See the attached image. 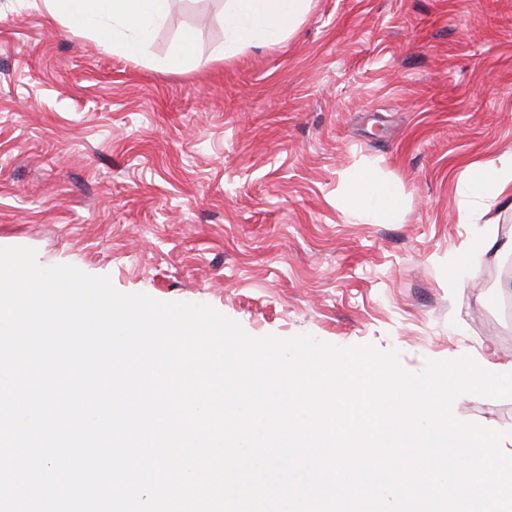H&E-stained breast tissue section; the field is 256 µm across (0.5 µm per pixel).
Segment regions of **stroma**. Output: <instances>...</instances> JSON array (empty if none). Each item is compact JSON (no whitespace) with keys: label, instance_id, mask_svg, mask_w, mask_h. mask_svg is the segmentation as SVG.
<instances>
[{"label":"stroma","instance_id":"obj_1","mask_svg":"<svg viewBox=\"0 0 512 512\" xmlns=\"http://www.w3.org/2000/svg\"><path fill=\"white\" fill-rule=\"evenodd\" d=\"M187 35L186 64L157 68ZM224 40V0H171L135 58L0 0V247L254 339L394 350L410 373L512 361L511 203L449 280L457 188L512 152V0H312L277 45ZM360 166L400 190L391 221L344 209ZM451 414L512 430V399Z\"/></svg>","mask_w":512,"mask_h":512}]
</instances>
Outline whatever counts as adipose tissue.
I'll list each match as a JSON object with an SVG mask.
<instances>
[{
  "label": "adipose tissue",
  "instance_id": "obj_1",
  "mask_svg": "<svg viewBox=\"0 0 512 512\" xmlns=\"http://www.w3.org/2000/svg\"><path fill=\"white\" fill-rule=\"evenodd\" d=\"M311 0H224L226 51L275 44L289 34ZM53 18L72 30L95 36L103 46H119L139 55L153 32L166 20L169 0H42ZM346 207L372 224L388 222L403 206L391 183L364 167L346 178ZM512 190V156L472 166L459 188V220L474 224L476 213Z\"/></svg>",
  "mask_w": 512,
  "mask_h": 512
}]
</instances>
